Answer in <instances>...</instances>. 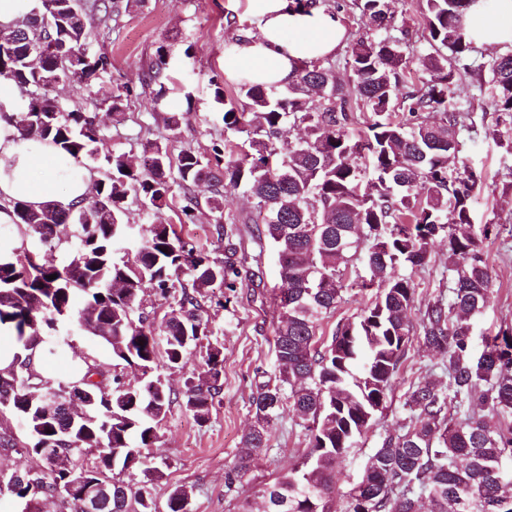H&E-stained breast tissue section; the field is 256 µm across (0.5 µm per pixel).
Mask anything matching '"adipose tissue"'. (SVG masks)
<instances>
[{
    "mask_svg": "<svg viewBox=\"0 0 512 512\" xmlns=\"http://www.w3.org/2000/svg\"><path fill=\"white\" fill-rule=\"evenodd\" d=\"M495 16L472 11L468 24L486 35L481 45L496 46L512 36V0H498ZM245 13L255 21L224 56L228 77L265 85H285L302 65L330 56L344 38L336 15L320 6L296 7L294 0H245ZM21 88L0 79V257L23 250L24 235L14 223V206L33 209L55 203L61 208L91 196L97 175L83 169L72 174L70 157L49 141L23 135L11 116Z\"/></svg>",
    "mask_w": 512,
    "mask_h": 512,
    "instance_id": "adipose-tissue-1",
    "label": "adipose tissue"
}]
</instances>
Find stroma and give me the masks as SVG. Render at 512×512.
<instances>
[{"label": "stroma", "mask_w": 512, "mask_h": 512, "mask_svg": "<svg viewBox=\"0 0 512 512\" xmlns=\"http://www.w3.org/2000/svg\"><path fill=\"white\" fill-rule=\"evenodd\" d=\"M396 29L409 33L408 68L414 83L428 77L420 59L428 53L423 13L425 0H389ZM87 24L93 36L87 46L90 55L108 58L105 71L92 85L74 81L51 89L50 94L68 104L97 115L104 130L100 151L128 153L142 157L146 142L164 141L167 113H179L182 136L169 144L171 153L189 148L207 154L214 141L224 138L222 107L215 89L234 95L237 81L224 74V54L236 39L252 28L244 13V0H115L111 16L89 14ZM166 53L168 92L156 97L145 75L158 51ZM466 106L473 121L464 159L479 168L484 186L472 203L474 225L496 224L498 237L484 241L492 270V294L488 307L472 319L473 350H481L484 336L500 326L512 324V153L492 137L497 114L479 84L463 76ZM120 96L122 114L113 115L111 96ZM181 192H174L169 205L144 210L130 204L126 221L129 236L118 242L119 253L133 254L152 224H178ZM255 202L244 188L229 192L223 212L201 207L194 223L178 225L185 240L206 246L212 255L222 256L223 243L217 222H244L255 215ZM247 261L242 269L238 298L229 308L210 307L213 327L224 342L223 391L207 423L200 424L181 405H173L158 425L157 447L144 449L148 466L158 467L163 477L153 485L158 512H165L170 490L186 486L191 492V512H241L250 507L261 512L264 495L289 468L302 464L308 453L303 422L284 411L269 429V450L259 455L250 471L235 482L228 474L242 448V439L252 422L251 398L257 387L275 371L273 345L276 324L273 290L280 285L279 262L271 244L257 245L245 240ZM417 283L409 320L421 330L424 313L437 297L447 296L452 274L442 244L432 248L427 265L416 270ZM428 381L445 386L448 374L439 354L412 342L392 380L391 399L370 429L357 439L336 469V491L332 512H343L344 495L361 474L369 456L385 435L401 431L411 413L405 405L408 393Z\"/></svg>", "instance_id": "stroma-1"}]
</instances>
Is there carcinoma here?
<instances>
[{
  "instance_id": "1",
  "label": "carcinoma",
  "mask_w": 512,
  "mask_h": 512,
  "mask_svg": "<svg viewBox=\"0 0 512 512\" xmlns=\"http://www.w3.org/2000/svg\"><path fill=\"white\" fill-rule=\"evenodd\" d=\"M425 2L431 51L420 63L429 80L411 87L405 81L406 32L379 40L362 35L349 43L346 59L356 99L340 91L328 58L301 66L281 89L245 80L236 96L228 99L218 90L215 98L223 105L224 131L247 143L248 151L239 153L232 141L221 139L207 158L191 149L174 157L168 146L154 143L149 159L134 166L124 153L98 158L103 133L95 117L49 96L28 64L29 52H45L64 40L69 53L49 62L53 74L86 84L95 80L108 61L86 53L84 14H110L112 0H41L22 24L26 35L0 50V78L28 96L13 119L24 133L62 149L78 168L101 162L106 174L95 191L112 202V211L89 200L67 210L52 203L39 210L14 206L17 227L39 246L0 259V283L26 273L13 289L16 298L0 295V331L19 345L0 378L14 369L26 376L14 389L0 384V413L28 431L25 441L1 431V450L34 454L47 443L61 448L79 471L105 477L116 468L141 470L145 479L135 487L112 482L110 504L93 512H156L152 485L162 472L143 468L141 449L156 446L157 426L176 401L205 422L221 394L224 344L215 337L208 304L226 309L237 298L241 230L218 225L222 258L183 240L174 224L149 225L131 258L117 256L115 245L126 233L130 202L160 209L175 187L183 192L179 223H195L200 200L194 187L203 181L210 188L205 204L218 212L229 190H247L257 210L251 233L276 246L280 264L278 375L252 396L254 424L229 477L247 474L267 448L270 424L289 407L309 422V453L302 467L269 489L267 512H330L336 466L386 408L391 380L414 339L409 311L416 283L406 269L424 266L439 237L454 277L448 299L428 305L421 339L443 356L448 385L418 384L408 394L412 425L382 439L346 492L344 512H421L422 497L428 512H512V477L504 470L512 460V329L485 337L480 354L471 351L470 317L489 303L492 283L480 239L498 235L500 228L485 224L480 233L473 231L469 201L482 180L460 156L462 132L473 125L466 124L468 113L451 104L461 93L460 72L479 77L503 117V128L492 135L512 151V55L496 58L490 79H482L484 65L474 57L477 36L467 18L476 4L488 9V0ZM354 5L365 29L390 27L387 0ZM157 55L146 85L159 86L160 98L168 76L163 49ZM359 104L371 112V121L355 138L348 126ZM400 110L406 113L402 119ZM288 125L303 129L305 140H283ZM366 177L368 192L362 190ZM417 187L422 194L414 193ZM63 245L70 252L63 264L41 255L43 248ZM349 271L359 287L376 289L374 299L357 320L337 324L324 339L318 336L320 321L336 309ZM52 274L56 278L48 279ZM146 288L173 299L158 324L143 305ZM91 303L96 315L90 335L108 346L115 364L109 369L90 353L80 355L73 374L51 386L30 351L40 347L52 355L69 346L56 322L80 326ZM198 345L205 346L202 371L186 381L178 399L159 368L179 366ZM121 364L141 372L140 384L124 381L117 371ZM76 387L87 391V420L65 434L62 422L40 414L49 389L61 398ZM476 399L487 416L449 417ZM65 476L46 466L15 483H0V496L12 504H42L36 512L47 506L52 512H84L75 501L53 500ZM189 499L187 487H174L166 512H188Z\"/></svg>"
}]
</instances>
